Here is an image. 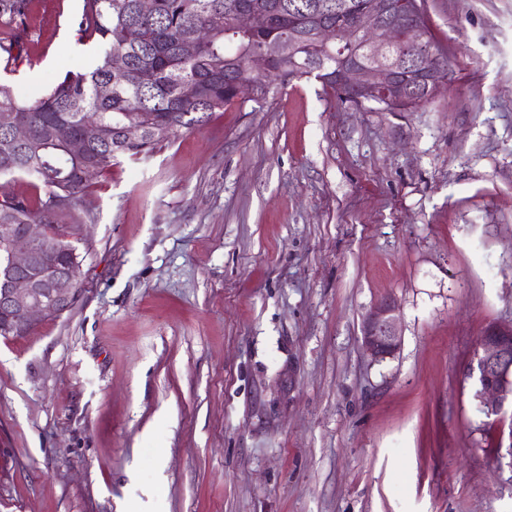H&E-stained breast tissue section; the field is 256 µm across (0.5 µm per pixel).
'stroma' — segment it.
<instances>
[{"label": "stroma", "mask_w": 512, "mask_h": 512, "mask_svg": "<svg viewBox=\"0 0 512 512\" xmlns=\"http://www.w3.org/2000/svg\"><path fill=\"white\" fill-rule=\"evenodd\" d=\"M82 5L27 0L0 81L90 69ZM422 8L449 78L416 111L294 79L81 196L78 303L0 337V512H512V410L467 376L512 321V0ZM364 347L377 362L392 358L401 349L399 309L394 300L385 299L375 305L361 325Z\"/></svg>", "instance_id": "35a3bbf8"}]
</instances>
